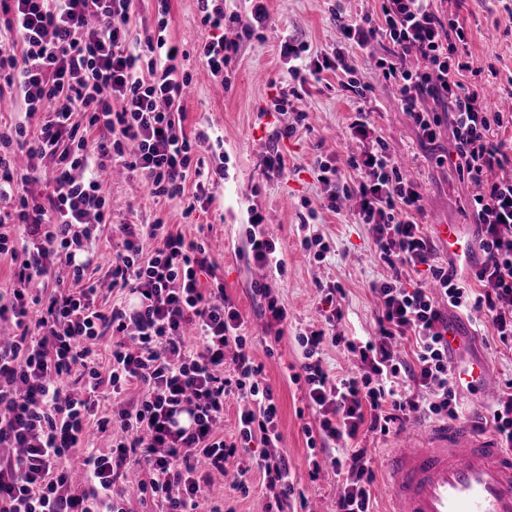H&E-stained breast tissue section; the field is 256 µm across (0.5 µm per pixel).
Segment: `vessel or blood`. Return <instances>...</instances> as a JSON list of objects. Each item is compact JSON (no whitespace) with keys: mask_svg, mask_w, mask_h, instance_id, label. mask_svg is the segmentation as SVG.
Returning a JSON list of instances; mask_svg holds the SVG:
<instances>
[{"mask_svg":"<svg viewBox=\"0 0 512 512\" xmlns=\"http://www.w3.org/2000/svg\"><path fill=\"white\" fill-rule=\"evenodd\" d=\"M436 232L449 252L469 257L470 242L458 225L440 224ZM452 371L458 383L487 390L482 364ZM383 471L392 512H512V448L466 420L401 442L386 454Z\"/></svg>","mask_w":512,"mask_h":512,"instance_id":"vessel-or-blood-1","label":"vessel or blood"}]
</instances>
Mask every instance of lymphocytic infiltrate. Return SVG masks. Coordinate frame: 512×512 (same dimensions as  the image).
I'll return each instance as SVG.
<instances>
[{
  "label": "lymphocytic infiltrate",
  "instance_id": "lymphocytic-infiltrate-1",
  "mask_svg": "<svg viewBox=\"0 0 512 512\" xmlns=\"http://www.w3.org/2000/svg\"><path fill=\"white\" fill-rule=\"evenodd\" d=\"M156 27L135 28L136 0H0V83L26 121L0 125V257H10L15 282L0 322L18 332L0 343V512H127L122 481L129 468L146 470L140 493H151L161 512H199L215 478L238 448L259 441L252 462L271 493L276 512H291L295 474L283 451L279 405L246 347L244 320L223 286L204 287L202 276L216 262L206 248L162 221L121 224L119 251L108 265L111 288L133 295V306L97 304L99 281L86 273L95 261L89 243L109 223L112 200L103 173L119 160L138 171L154 197L182 200L187 211L210 203L206 185H220L223 169L208 182L188 186L191 153L210 148L200 131L187 135L179 112L189 75L176 66L177 44L166 39L168 0H157ZM211 33L197 52L213 76L240 49L230 27L244 34L270 23L267 0H247L244 11L225 12L224 0H198ZM340 42L302 62L303 45L284 40L293 87L272 103L287 111L300 87L338 78L344 90L365 99L371 90L349 62V50L388 41L375 60L379 77L397 92L399 104L422 140L435 142L450 121L455 152L440 163L472 185L466 208L481 227L485 260L471 279L434 262L423 231V194L398 168L382 137L374 136L370 112L348 118L356 149L346 167L316 159L312 169L331 187L327 208L358 202L355 217L369 225L390 276L372 285L378 336L345 343L358 354V373L331 379L320 354L325 341L341 342L318 329L299 334L300 368L310 406L319 415L309 447L344 444L334 457L347 475L336 512H373L361 435L389 434L412 417L457 419V384L448 370V323L438 307L485 311L500 340L512 339V138L511 121L493 111L481 88L466 84L470 71L468 28L438 0H380L377 15L337 16ZM149 61H142V53ZM441 105L434 111L427 99ZM37 119V132L28 120ZM29 165L18 170L16 152ZM355 178H348V171ZM49 182L33 195L32 183ZM245 250L254 266L282 270L280 244L264 217L248 207ZM158 240L151 254L143 242ZM65 265L69 286L47 289L43 279ZM427 267L433 289L407 287L418 267ZM109 340L107 363L95 348ZM412 343L411 359L395 343ZM234 348L225 369L226 348ZM138 386L136 397L123 392ZM236 394V441L217 430L224 399ZM118 398L104 410L100 399ZM113 434L108 450L93 437Z\"/></svg>",
  "mask_w": 512,
  "mask_h": 512
}]
</instances>
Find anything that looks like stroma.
Returning a JSON list of instances; mask_svg holds the SVG:
<instances>
[{"label":"stroma","mask_w":512,"mask_h":512,"mask_svg":"<svg viewBox=\"0 0 512 512\" xmlns=\"http://www.w3.org/2000/svg\"><path fill=\"white\" fill-rule=\"evenodd\" d=\"M169 4L166 35L191 52L183 62L190 75L182 102L183 128L190 136L204 130L210 136L223 137L222 146L202 152L201 157L203 171L223 167L224 183L214 190V200L207 210L188 216L179 201L156 200L137 172L114 162L105 189L114 202L112 221L102 225L92 248L110 255L121 244L119 235L112 232L114 225L145 224L157 218L187 238L209 244L217 264L215 275L239 309L252 338V355L262 364V376L278 399L283 445L296 476L295 489L306 499L305 512H333L336 494L346 476L326 460L321 461L319 474L311 472L305 429L314 425L315 415L304 383L290 380L300 364L296 336L320 318L322 303L317 288L321 285L342 291L337 334L375 335L378 307L371 287L386 277L389 269L377 256L368 225L356 223L351 208L337 215L326 211L330 189L317 181L311 164L323 156L345 166L349 151L346 118L356 108L370 110L378 132L409 177L422 188L426 234H433L438 224H457L470 239L473 249L467 261L449 253L443 243L434 245L437 263L453 265L465 276L485 259L478 245L480 227L463 210L472 186L437 162L439 155L453 148L451 125L442 124L435 143L422 142L413 122L401 110L394 88L373 70V56L386 54L388 42L375 43L370 53H358L353 58L359 77L373 87L366 100L351 97L333 81L306 86L291 111H272V100L290 81L288 65L280 56L281 41L292 37L314 52L335 43L337 28L330 0H269L270 28L249 36L227 30L228 38L238 39L240 50L224 80L212 76L192 53L195 43L208 33L201 23L197 0H169ZM460 15L470 30L472 71L467 75L468 82L485 85L488 69H496L500 86L488 88V102L492 109L512 114V96L502 89L512 77V0H465ZM300 112L307 115L304 127L279 144L286 163L284 177H267L263 157L273 132L294 123ZM251 205L258 207L280 242L285 259L283 273L258 275L256 267L240 253L246 240V209ZM314 235L322 236L330 245L320 261L309 256L301 244L303 237ZM259 279L267 283L272 296L288 312V326L281 339L260 331L266 301L253 291V283ZM447 315L449 322H467L477 328L475 336L454 351L453 361H481L489 384L494 390H502L505 381L512 380V348L486 328L484 313L451 308ZM418 429V424L409 423L402 432L386 436L370 433L364 440L375 475L371 490L378 512L391 508L383 489V459L401 437L416 435ZM225 467L228 476L216 481L210 499L221 504L223 512H261L267 490L259 471L251 472L250 492L244 495L233 487L238 459H229Z\"/></svg>","instance_id":"stroma-1"}]
</instances>
